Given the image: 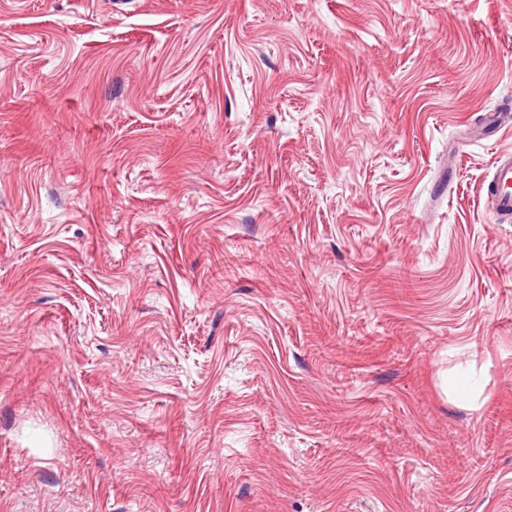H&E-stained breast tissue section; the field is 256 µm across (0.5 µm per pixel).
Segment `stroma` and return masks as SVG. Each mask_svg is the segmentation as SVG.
<instances>
[{"mask_svg": "<svg viewBox=\"0 0 512 512\" xmlns=\"http://www.w3.org/2000/svg\"><path fill=\"white\" fill-rule=\"evenodd\" d=\"M512 0H0V512H512ZM497 222H512V151L500 153L494 163L492 177L486 185Z\"/></svg>", "mask_w": 512, "mask_h": 512, "instance_id": "35a3bbf8", "label": "stroma"}]
</instances>
